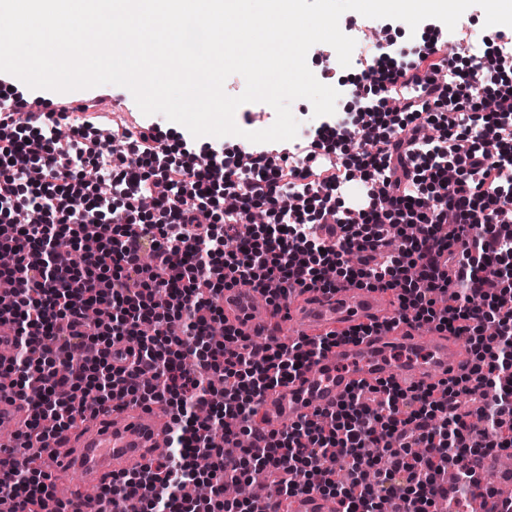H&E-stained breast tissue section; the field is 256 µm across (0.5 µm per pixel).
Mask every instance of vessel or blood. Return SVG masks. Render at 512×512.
I'll list each match as a JSON object with an SVG mask.
<instances>
[{
	"label": "vessel or blood",
	"mask_w": 512,
	"mask_h": 512,
	"mask_svg": "<svg viewBox=\"0 0 512 512\" xmlns=\"http://www.w3.org/2000/svg\"><path fill=\"white\" fill-rule=\"evenodd\" d=\"M224 308L243 334L262 337L270 346L283 342L284 315L273 307L256 310L253 288L239 285L225 291ZM310 303L301 314L302 333L314 336L361 324L377 323L381 330L360 342H343L316 363L272 392L260 408L257 428L274 429L316 410H330L359 384L388 379L408 389L454 376L462 360L455 344L439 337L423 339L409 328H394L396 316L386 293L367 288H341L333 293L309 292ZM28 407L19 399H0V425L23 428ZM169 428L166 414L132 405L112 403L100 409L97 421L70 435L69 448L59 453L54 493L70 512H86L87 489L108 481L113 473L139 467L151 455L155 442ZM79 473L83 487L70 481ZM261 512H327V500L317 493L290 499L269 494Z\"/></svg>",
	"instance_id": "b4317fda"
}]
</instances>
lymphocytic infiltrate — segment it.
<instances>
[{
    "label": "lymphocytic infiltrate",
    "instance_id": "lymphocytic-infiltrate-1",
    "mask_svg": "<svg viewBox=\"0 0 512 512\" xmlns=\"http://www.w3.org/2000/svg\"><path fill=\"white\" fill-rule=\"evenodd\" d=\"M511 49L510 37L486 54L493 91L473 69L433 62L439 41L399 59L381 53L355 85L366 101L358 112L321 123L303 151L253 148L243 165L223 145L200 155L185 138L168 160L153 124L114 152L94 137L89 104L28 115V97L0 79V251L14 257L0 267L14 284L0 296V324L18 352L54 344L40 366L11 360L13 380L0 387L29 408L14 446L0 448V493L14 512H67L41 455L85 420L87 404L112 401L163 405L173 426L168 452L113 475L100 503L190 512L181 490L193 482L210 488L205 512H258L255 500L224 497L226 483L249 477V454L224 453L245 434L285 498L315 492L336 512H376L382 499L393 512H436L440 500L452 510L467 500L485 459L512 452V283L486 288L489 274L512 269L502 206L512 194V75L500 63ZM356 134L361 144L335 162L336 143ZM354 171L366 192L337 205ZM258 211L264 223H252ZM242 281L274 306L298 288L392 292L399 322L467 337L471 369L414 390L360 385L335 410L257 431L268 392L376 327L253 361L254 339L226 323L221 304ZM215 322L222 336L210 334ZM215 429L223 442L211 441Z\"/></svg>",
    "mask_w": 512,
    "mask_h": 512
}]
</instances>
